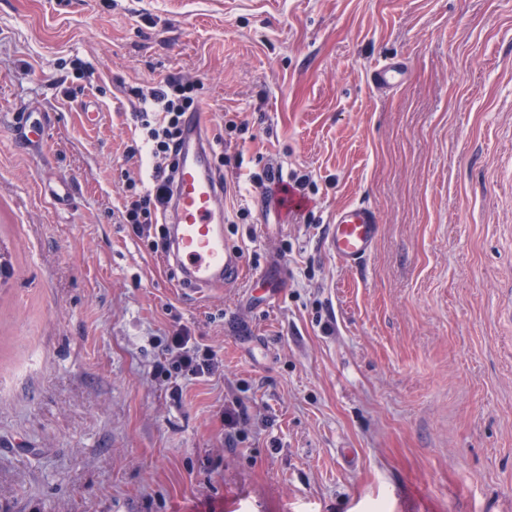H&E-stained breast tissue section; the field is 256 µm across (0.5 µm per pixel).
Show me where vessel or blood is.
<instances>
[{"label":"vessel or blood","instance_id":"obj_1","mask_svg":"<svg viewBox=\"0 0 512 512\" xmlns=\"http://www.w3.org/2000/svg\"><path fill=\"white\" fill-rule=\"evenodd\" d=\"M403 74L402 63L393 59L374 68L373 82L391 88L401 83ZM210 152L199 122L188 118L170 204L172 244L167 262L192 288L236 280L243 269L240 250L224 238V187L207 163ZM379 233L374 209L347 205L337 209L328 226L327 250L343 266L354 267L373 252Z\"/></svg>","mask_w":512,"mask_h":512}]
</instances>
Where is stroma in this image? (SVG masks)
<instances>
[{
    "label": "stroma",
    "instance_id": "1",
    "mask_svg": "<svg viewBox=\"0 0 512 512\" xmlns=\"http://www.w3.org/2000/svg\"><path fill=\"white\" fill-rule=\"evenodd\" d=\"M170 74L244 260L211 288L121 218ZM0 251V512H512V0H0ZM182 329L212 373L158 371ZM403 74V64L393 59L381 63L373 69V83L379 88H391L401 83ZM379 233L374 209L364 204L347 205L336 210L328 226L327 250L343 266L355 267L373 252Z\"/></svg>",
    "mask_w": 512,
    "mask_h": 512
}]
</instances>
